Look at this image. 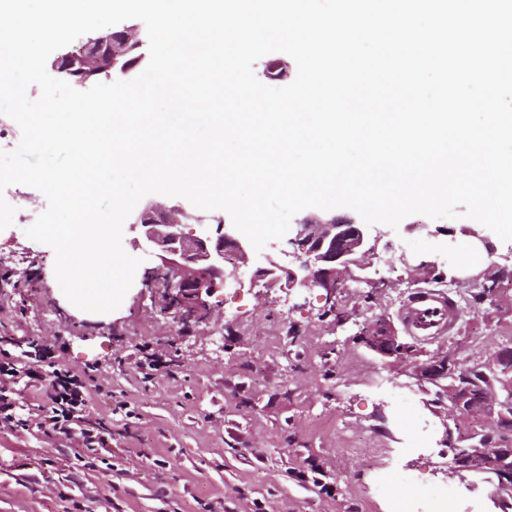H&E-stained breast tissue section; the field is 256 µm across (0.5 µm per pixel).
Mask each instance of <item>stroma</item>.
I'll use <instances>...</instances> for the list:
<instances>
[{"label": "stroma", "instance_id": "1", "mask_svg": "<svg viewBox=\"0 0 512 512\" xmlns=\"http://www.w3.org/2000/svg\"><path fill=\"white\" fill-rule=\"evenodd\" d=\"M0 196L17 217L0 230V271L13 276L0 283V351L23 361L34 342L55 365L95 368L105 390L92 393L89 420L112 434L102 457L39 427L38 391L18 375L17 416L28 428L0 424V512H391L378 482L402 473L408 498L442 486L475 512H502L483 476L448 470L446 394L386 365L357 332L366 318L396 319L409 294L431 285L459 319L418 350L463 360L512 347V282L495 304L476 302L474 282L511 241L493 238L491 256L473 247L475 220L407 216L370 260L380 288L347 279L341 301L352 320L342 326L324 314L320 292L289 296L256 277V251L214 294L209 322L187 328L162 314L154 263L131 226L122 245L142 262L130 289L115 311L87 312L64 296L53 249L20 222L46 210L45 196L25 185ZM423 261L454 269L456 281L421 274ZM147 353L171 366L145 383Z\"/></svg>", "mask_w": 512, "mask_h": 512}]
</instances>
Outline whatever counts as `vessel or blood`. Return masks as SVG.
I'll use <instances>...</instances> for the list:
<instances>
[{
  "instance_id": "1",
  "label": "vessel or blood",
  "mask_w": 512,
  "mask_h": 512,
  "mask_svg": "<svg viewBox=\"0 0 512 512\" xmlns=\"http://www.w3.org/2000/svg\"><path fill=\"white\" fill-rule=\"evenodd\" d=\"M400 321L409 335L428 339L449 331L456 309L445 293L430 289L413 293L399 309Z\"/></svg>"
}]
</instances>
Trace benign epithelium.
<instances>
[{"label": "benign epithelium", "instance_id": "benign-epithelium-1", "mask_svg": "<svg viewBox=\"0 0 512 512\" xmlns=\"http://www.w3.org/2000/svg\"><path fill=\"white\" fill-rule=\"evenodd\" d=\"M141 45L134 26L94 33L79 47L61 52L53 67L74 84L108 80L139 63L135 51ZM130 220L139 233L138 246L156 262L153 273L166 300L165 310L174 313L179 324L206 320L212 312L210 298L227 284L226 251L245 259L249 241L222 218L189 213L179 204L148 202L132 211ZM384 236L385 232L373 225L342 220L328 212L310 213L297 221L285 242L270 244L271 253L265 255V265L257 273L290 295L301 297L320 288L330 302L346 276L370 268L369 258L377 253ZM359 337L387 365L407 362L410 375L418 379L440 383L461 366L456 357L443 352L420 358V353L408 350L384 317L367 320ZM511 362L512 348L502 347L488 356L486 365L499 369ZM449 401L448 417L458 430L470 429L476 416L483 426L495 431L512 423L500 410L501 392L495 386L481 396L476 409L463 399L451 396ZM449 469L456 474H490L497 479L498 489H511L512 442L474 431L454 443Z\"/></svg>", "mask_w": 512, "mask_h": 512}]
</instances>
